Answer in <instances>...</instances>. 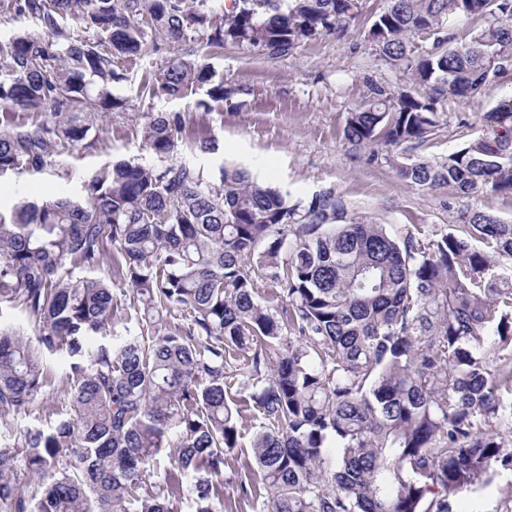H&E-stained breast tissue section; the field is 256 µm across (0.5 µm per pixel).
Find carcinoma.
Wrapping results in <instances>:
<instances>
[{
  "mask_svg": "<svg viewBox=\"0 0 512 512\" xmlns=\"http://www.w3.org/2000/svg\"><path fill=\"white\" fill-rule=\"evenodd\" d=\"M361 11V0H231L217 21L210 0H0L46 34L0 47V110L36 115L0 131V172H39L128 111L112 92L123 60L187 45L153 95L197 88L222 102L239 89L195 47L282 57L344 35ZM458 16L485 24L452 46ZM423 33L433 45L415 55ZM368 38L419 90L367 80L344 136L421 145L443 99L478 100L512 62V0H388ZM136 116L162 164L113 162L82 203L24 201L0 217V305L33 328L0 325V424L44 408L47 357L69 360L67 416L0 442L8 512H181L184 499L224 512L225 455L258 417L239 487L254 496L259 476L263 512H455L459 494L512 473V224L476 208L450 232L392 234L330 193L292 202L242 167L215 176L176 161L181 113ZM484 119L489 135L399 175L450 196L512 194V97ZM109 256L120 288L67 268ZM120 305L134 331L95 342ZM24 472L39 479L29 495ZM498 491L492 512H512V480Z\"/></svg>",
  "mask_w": 512,
  "mask_h": 512,
  "instance_id": "obj_1",
  "label": "carcinoma"
}]
</instances>
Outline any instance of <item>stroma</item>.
<instances>
[{"label": "stroma", "instance_id": "1", "mask_svg": "<svg viewBox=\"0 0 512 512\" xmlns=\"http://www.w3.org/2000/svg\"><path fill=\"white\" fill-rule=\"evenodd\" d=\"M363 12L341 37L321 35L293 55L272 59L246 47L204 49L200 55L217 78L238 87L222 102L206 103L204 91H187L182 98L152 96L151 87L174 54L166 48L141 61L122 63L126 81L115 84L114 95L138 112H179L185 120L178 156L217 173L220 165L245 167L258 181L287 193L294 200L330 191L341 196L351 212L394 231L417 225L440 234L456 222L458 212L481 209L512 223V195L483 193L449 196L447 189L427 190L404 181L398 163L413 159L435 161L485 132V112L512 95V65L476 101H445L441 127L419 146L382 143L350 144L344 136L348 112L367 97L366 79L392 88L413 89L407 72L392 66L367 40L373 15L387 0H362ZM211 136L215 154L191 152L188 142ZM114 160L156 164L143 145L131 116L117 114L100 127L94 144L57 157L42 171L0 174V217L10 218L22 197L46 200L84 196L83 185L97 169ZM257 422L245 423L238 448L224 466V512H255L256 502L243 499L238 471L252 460L251 439Z\"/></svg>", "mask_w": 512, "mask_h": 512}]
</instances>
